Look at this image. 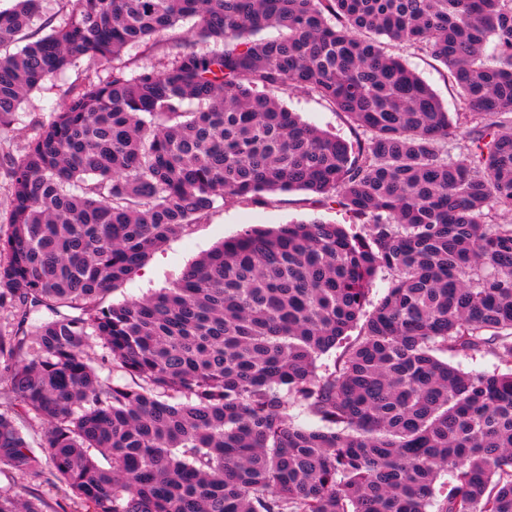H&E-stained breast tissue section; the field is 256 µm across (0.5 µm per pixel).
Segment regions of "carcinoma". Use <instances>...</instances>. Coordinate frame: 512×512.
Returning a JSON list of instances; mask_svg holds the SVG:
<instances>
[{
    "label": "carcinoma",
    "instance_id": "obj_1",
    "mask_svg": "<svg viewBox=\"0 0 512 512\" xmlns=\"http://www.w3.org/2000/svg\"><path fill=\"white\" fill-rule=\"evenodd\" d=\"M41 2L0 10V46ZM67 2L0 55L1 127L77 60L114 61L11 162L0 307L53 318L0 335L21 409L0 411V469L41 472L16 422L31 415L80 512H512V224L491 223L512 211V0ZM187 19L221 48L119 63ZM388 41L441 63L469 111L451 119ZM288 88L363 137L306 123L274 95ZM292 189L350 228L246 229L174 287L103 305L218 201ZM95 339L130 380L98 376ZM484 353L509 369L444 359ZM0 512L44 509L0 490Z\"/></svg>",
    "mask_w": 512,
    "mask_h": 512
}]
</instances>
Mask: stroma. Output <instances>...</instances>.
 <instances>
[{"label":"stroma","instance_id":"obj_1","mask_svg":"<svg viewBox=\"0 0 512 512\" xmlns=\"http://www.w3.org/2000/svg\"><path fill=\"white\" fill-rule=\"evenodd\" d=\"M194 35V23L182 20L163 34L145 43L125 48L122 59L128 68L137 69L157 64L179 50L199 48ZM392 53L400 55L409 67L439 96L449 112H464L466 102L448 85L444 67L415 48L395 45ZM106 66L79 60L63 74L46 81L32 91L14 112L7 129H0V236L9 231L7 196L10 185L9 162L24 154L40 124L49 122L66 100L67 93L83 84L105 78ZM287 107L300 113L303 120L315 127L334 133L345 140H354L356 131L342 113L336 112L317 96L302 90L283 94ZM318 217L335 224H349L348 214L339 209H327L314 204L312 195L300 191H277L265 194L256 202L216 204L207 218L171 237L150 254L142 270L133 272L105 299V304L149 297L173 285L185 267L202 257L221 241L250 228H276L296 221ZM0 488L16 492L22 498L43 501L46 512H74L72 502L54 479L50 466L40 474L22 475L13 470H0Z\"/></svg>","mask_w":512,"mask_h":512}]
</instances>
